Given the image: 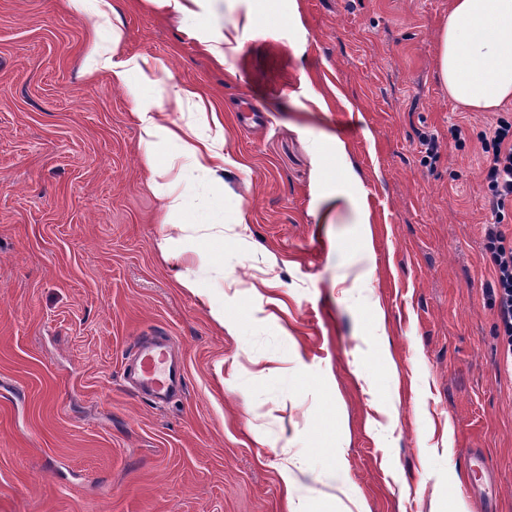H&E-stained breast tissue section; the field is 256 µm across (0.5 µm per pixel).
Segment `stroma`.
<instances>
[{
  "label": "stroma",
  "mask_w": 512,
  "mask_h": 512,
  "mask_svg": "<svg viewBox=\"0 0 512 512\" xmlns=\"http://www.w3.org/2000/svg\"><path fill=\"white\" fill-rule=\"evenodd\" d=\"M449 3L0 0V512H290L287 476L299 512H512L481 176L497 114L437 79ZM249 10L230 81L195 36ZM116 26L220 107L224 212L247 214L223 239L165 222L132 113L155 89L88 72ZM152 333L185 369L163 405L123 379Z\"/></svg>",
  "instance_id": "stroma-1"
}]
</instances>
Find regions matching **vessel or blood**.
I'll return each instance as SVG.
<instances>
[{"instance_id": "obj_1", "label": "vessel or blood", "mask_w": 512, "mask_h": 512, "mask_svg": "<svg viewBox=\"0 0 512 512\" xmlns=\"http://www.w3.org/2000/svg\"><path fill=\"white\" fill-rule=\"evenodd\" d=\"M129 357L133 361L129 375L142 391L161 398L182 387L184 368L170 358L163 342H136Z\"/></svg>"}]
</instances>
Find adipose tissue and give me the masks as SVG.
<instances>
[{
    "label": "adipose tissue",
    "instance_id": "obj_1",
    "mask_svg": "<svg viewBox=\"0 0 512 512\" xmlns=\"http://www.w3.org/2000/svg\"><path fill=\"white\" fill-rule=\"evenodd\" d=\"M253 12L225 23L223 29L198 33L197 40L214 59L235 75L231 60L241 50L246 34L255 26ZM436 70L449 97L470 112H489L512 101V0H451L448 18L439 31ZM193 108L194 121L184 127L166 122L168 113ZM145 159H153L159 142H176L190 168L185 182L204 177L208 185L210 219L194 225V232L224 233V165L217 141L208 135L219 125L217 108L193 85L175 86L153 103L136 99Z\"/></svg>",
    "mask_w": 512,
    "mask_h": 512
}]
</instances>
